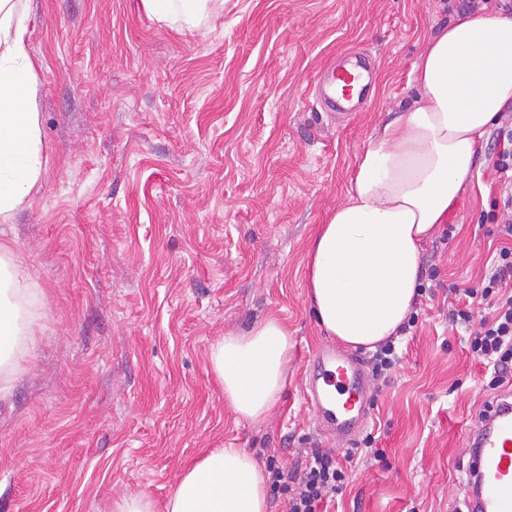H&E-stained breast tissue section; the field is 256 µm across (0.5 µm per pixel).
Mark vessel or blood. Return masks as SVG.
I'll list each match as a JSON object with an SVG mask.
<instances>
[{
    "mask_svg": "<svg viewBox=\"0 0 512 512\" xmlns=\"http://www.w3.org/2000/svg\"><path fill=\"white\" fill-rule=\"evenodd\" d=\"M375 73L365 53L340 57L316 79L314 93L329 111L346 114L365 103ZM303 397L321 430L354 439L369 423L370 389L358 355L338 348L315 351L307 360ZM473 470L483 475L465 501L466 512H512V397L487 402L464 436Z\"/></svg>",
    "mask_w": 512,
    "mask_h": 512,
    "instance_id": "1",
    "label": "vessel or blood"
}]
</instances>
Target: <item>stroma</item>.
Returning a JSON list of instances; mask_svg holds the SVG:
<instances>
[{
  "mask_svg": "<svg viewBox=\"0 0 512 512\" xmlns=\"http://www.w3.org/2000/svg\"><path fill=\"white\" fill-rule=\"evenodd\" d=\"M40 61L44 187L0 241L38 285L40 316L0 386V512L164 506L184 467L241 448L262 470L303 467L321 434L301 392L328 342L311 312L306 254L347 200L374 130L416 95L428 35L458 0H224L176 31L140 0H31ZM377 59L362 112L336 123L312 98L337 52ZM493 137L449 210L451 240L425 247L436 278L413 307L403 359L370 378L367 427L336 512H465L462 442L486 369L451 330L450 285L477 287L500 243ZM267 317L291 334L287 385L268 419H238L210 370L228 333Z\"/></svg>",
  "mask_w": 512,
  "mask_h": 512,
  "instance_id": "obj_1",
  "label": "stroma"
}]
</instances>
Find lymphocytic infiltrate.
Here are the masks:
<instances>
[{
  "mask_svg": "<svg viewBox=\"0 0 512 512\" xmlns=\"http://www.w3.org/2000/svg\"><path fill=\"white\" fill-rule=\"evenodd\" d=\"M495 142L498 150L493 168L503 186L505 215L499 227L503 242L480 287L461 289L465 301L450 313L451 324L475 326L469 348L473 356L491 367L488 386L493 390L512 375V124L497 129ZM359 453L377 459L383 455L382 449L372 447L360 451L349 448L340 457L329 450L312 449L303 471L289 478L293 488L288 495V512H328L345 485L346 462Z\"/></svg>",
  "mask_w": 512,
  "mask_h": 512,
  "instance_id": "f902f5d3",
  "label": "lymphocytic infiltrate"
}]
</instances>
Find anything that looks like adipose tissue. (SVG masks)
I'll return each mask as SVG.
<instances>
[{"instance_id":"obj_1","label":"adipose tissue","mask_w":512,"mask_h":512,"mask_svg":"<svg viewBox=\"0 0 512 512\" xmlns=\"http://www.w3.org/2000/svg\"><path fill=\"white\" fill-rule=\"evenodd\" d=\"M176 30L206 26L211 0H141ZM26 0H0V222L44 186L38 63ZM417 95L377 128L356 158L348 200L307 250L309 300L321 332L352 346L397 335L421 285L422 250L471 180L489 126L512 102V17L457 19L430 35L412 71ZM36 290L0 243V380L14 374L33 333ZM288 327L265 318L210 350L224 399L241 420L265 421L286 385ZM268 484L241 448L187 467L165 512H268Z\"/></svg>"}]
</instances>
